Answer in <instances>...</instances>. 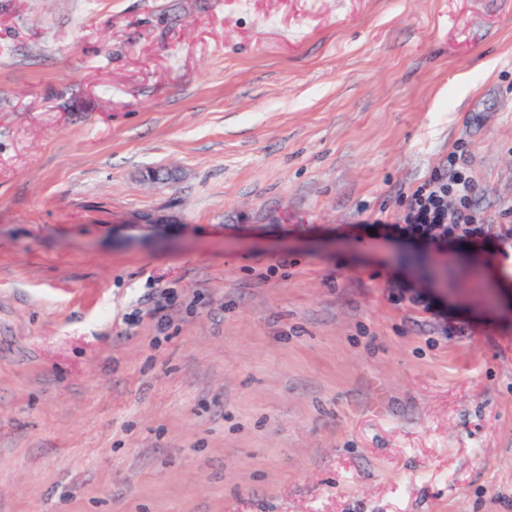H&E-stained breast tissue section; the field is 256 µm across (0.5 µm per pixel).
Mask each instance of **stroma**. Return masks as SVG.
<instances>
[{
    "label": "stroma",
    "mask_w": 512,
    "mask_h": 512,
    "mask_svg": "<svg viewBox=\"0 0 512 512\" xmlns=\"http://www.w3.org/2000/svg\"><path fill=\"white\" fill-rule=\"evenodd\" d=\"M507 263L512 0H0V512H512ZM458 160L454 152L449 153L441 169L412 193L401 217L391 222L358 224L357 228L364 237L403 239L428 249L445 250L448 244L457 241L482 249L491 247L486 220L468 204L474 190L473 181ZM448 195L455 196L458 207L449 208ZM368 229H374V234Z\"/></svg>",
    "instance_id": "35a3bbf8"
}]
</instances>
